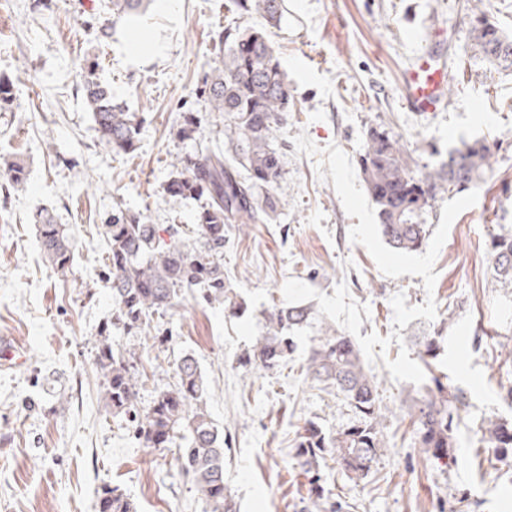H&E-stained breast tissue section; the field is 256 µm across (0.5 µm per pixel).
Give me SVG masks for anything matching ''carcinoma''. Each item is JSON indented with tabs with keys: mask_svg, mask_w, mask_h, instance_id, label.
<instances>
[{
	"mask_svg": "<svg viewBox=\"0 0 512 512\" xmlns=\"http://www.w3.org/2000/svg\"><path fill=\"white\" fill-rule=\"evenodd\" d=\"M151 0H110L112 22L145 10ZM239 16L257 14L266 24L282 18L284 0H232ZM474 46L498 67L512 68V36L477 17ZM217 57L204 88L199 91L206 112L224 116V149L205 148L183 159V168L170 175L165 191L172 196L205 199L197 216L192 244L170 234L160 236L157 225L141 213L125 214L105 225L107 280L112 287V321L100 332L95 359L112 415L133 423L136 437L147 447L177 449L183 477L205 503V512H234L231 491L224 483V434L214 425L207 407V385L195 358L176 361L175 388L159 390L139 406L141 384L133 348L116 347L111 330L136 336L152 316L163 315L193 289L202 290L206 303L222 302L224 288V233L234 224H257L278 212L283 180L282 149L273 131L286 122L292 95L266 28L227 24L215 40ZM84 96L105 146L128 154L137 148L140 122L125 104L112 100L109 89L87 80ZM12 81L0 75V111L13 103ZM200 120L193 112L183 116L176 136L196 139ZM491 147L484 140H462L441 156L437 165L420 167L384 126L370 127L360 170L376 206L380 231L397 252L422 249L428 233L427 216L446 197L476 188L491 168ZM0 177L14 188L24 184L26 169L7 164ZM38 237L45 261L61 275L70 272L73 253L68 230L48 213L37 215ZM490 255L497 280L512 286V228L493 235ZM310 308L282 303L268 316V331L241 365L255 364L270 372L295 351L290 332L307 322ZM307 374L343 396L353 419L336 431L308 422L295 439V458L308 473H317L331 457L350 480H363L381 455L379 397L373 377L365 370L350 338L336 333L311 347ZM435 388L411 406L417 429L414 444L437 461L453 455L454 412L448 404V386L433 378ZM484 435L500 455L512 454V423L490 420ZM310 512H340L318 479L311 480ZM97 512H134L133 504L117 488H102Z\"/></svg>",
	"mask_w": 512,
	"mask_h": 512,
	"instance_id": "carcinoma-1",
	"label": "carcinoma"
}]
</instances>
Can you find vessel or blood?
<instances>
[{
	"label": "vessel or blood",
	"instance_id": "b4317fda",
	"mask_svg": "<svg viewBox=\"0 0 512 512\" xmlns=\"http://www.w3.org/2000/svg\"><path fill=\"white\" fill-rule=\"evenodd\" d=\"M448 92V70L434 44L416 56L404 77V100L413 111H441Z\"/></svg>",
	"mask_w": 512,
	"mask_h": 512
}]
</instances>
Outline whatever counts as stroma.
Returning <instances> with one entry per match:
<instances>
[{"instance_id":"35a3bbf8","label":"stroma","mask_w":512,"mask_h":512,"mask_svg":"<svg viewBox=\"0 0 512 512\" xmlns=\"http://www.w3.org/2000/svg\"><path fill=\"white\" fill-rule=\"evenodd\" d=\"M268 30L293 94L282 143L284 194L275 221L231 229L224 274L238 315L185 292L133 347L142 402L174 388L175 361L190 354L224 433V476L238 512H301L310 476L293 456L308 421L333 430L349 420L335 394L306 375L326 329L350 337L380 393L384 450L364 480L335 461L321 484L346 512H512V456L483 442L490 419L512 421V288L494 275L490 235L512 226V70L473 48L471 13L512 34V0H285ZM237 17L229 0H156L113 25L108 0H0V74L18 105L0 112V162L28 180L0 187V512H95L102 487H119L137 512H203L172 452L143 447L105 407L95 361L99 326L112 315L102 272L105 226L119 213L181 226L192 241L199 201L163 186L192 147L224 143V118L200 115L196 144L180 142L183 111L215 58L217 31ZM112 24L109 38L99 36ZM448 38L443 111L413 112L402 74L431 31ZM94 79L136 112L138 148L101 143L82 87ZM384 125L419 164L460 140H486L492 172L480 187L438 202L420 251H394L381 236L357 159L369 127ZM67 225L74 263L61 276L45 262L34 216ZM311 309L287 365L247 371L240 359L265 334L276 303ZM439 341L424 365L423 337ZM446 375L458 414L453 461L414 446V398Z\"/></svg>"}]
</instances>
